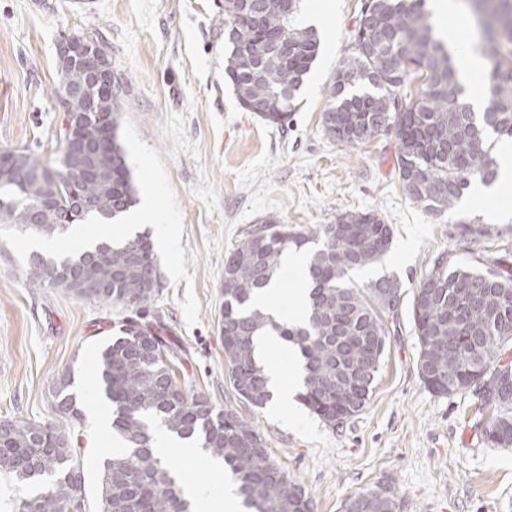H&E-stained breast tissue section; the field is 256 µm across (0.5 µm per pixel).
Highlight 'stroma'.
I'll use <instances>...</instances> for the list:
<instances>
[{"mask_svg":"<svg viewBox=\"0 0 512 512\" xmlns=\"http://www.w3.org/2000/svg\"><path fill=\"white\" fill-rule=\"evenodd\" d=\"M316 25L318 56L288 127L245 111L224 75V0H0V151L29 149L48 166L60 156L65 114L54 91L58 48L87 35L103 45L121 87L118 139L138 198L152 197L174 226L176 250L152 237L156 292L141 309L29 283L31 237L0 226V421L65 429L81 451L84 512H99V482L111 431L91 413L105 400L96 375L102 341L130 318L182 353L176 380L188 393L233 411L258 431L282 470L302 485L314 512H342L349 497L383 486L396 512H512V447L494 448L476 430L474 391L432 393L417 371L412 300L440 254L454 264L512 267V197L490 203L465 193L435 214L402 191L396 139L357 146L321 127L336 68L353 51L361 0H330ZM345 210H374L393 231L381 263L354 272L356 284L384 274L402 285L387 322V351L359 415L333 428L301 401L254 408L239 398L224 365L219 325L224 255L264 217L298 229ZM486 225L483 236L467 225ZM82 418L55 406L64 377Z\"/></svg>","mask_w":512,"mask_h":512,"instance_id":"35a3bbf8","label":"stroma"}]
</instances>
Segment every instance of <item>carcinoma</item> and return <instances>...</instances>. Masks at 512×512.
Here are the masks:
<instances>
[{"label": "carcinoma", "instance_id": "carcinoma-1", "mask_svg": "<svg viewBox=\"0 0 512 512\" xmlns=\"http://www.w3.org/2000/svg\"><path fill=\"white\" fill-rule=\"evenodd\" d=\"M301 0L290 13L278 0H224V71L242 108L272 105L258 116L284 127L294 101L319 52L320 39L293 25ZM481 28L480 52L488 60L482 84L483 112L472 111L466 86L425 0H362L353 35L354 52L333 78L322 117L327 137L349 146L392 133L396 165L405 196L422 208L453 210L471 184L496 182L499 165L489 133L512 138V0H468ZM62 84L81 82L70 103L85 113L91 130L113 132L114 172L77 179L68 170L44 165L27 149L1 152L12 177L0 175V224H20L38 213L39 233L63 231L87 219L107 223L136 202L125 153L115 135L117 104L98 95L88 78L60 67ZM421 74L415 94L408 78ZM392 230L375 211L345 210L309 231L273 219L252 225L224 256V310L221 322L229 382L247 403L262 407L271 394L264 366L254 354V337L270 328L298 349L305 371L300 398L329 426L356 416L373 390L368 374V342L387 341L385 319L398 314L400 282L383 275L363 286L351 273L375 265L391 250ZM308 252L307 319L277 323L254 304L290 250ZM154 248L136 235L102 243L92 251L30 262L35 287L62 288L80 297L141 307L157 284ZM418 337V374L433 393L448 396L473 390L482 408L498 414L479 420L493 430L488 443L512 447V268L452 265L438 256L416 288L412 301ZM178 353L155 333L131 322L105 341L98 375L114 405L112 431L123 449L103 462L100 512H190L171 468L154 452L153 424L193 439L224 461L248 512H312L309 494L271 458L255 427L208 399L189 396L175 381ZM57 408L81 418L68 383L56 390ZM79 451L56 426L25 420L0 423V474L20 487L15 512H82L86 489ZM395 497L380 487L345 500L343 512H394Z\"/></svg>", "mask_w": 512, "mask_h": 512}]
</instances>
